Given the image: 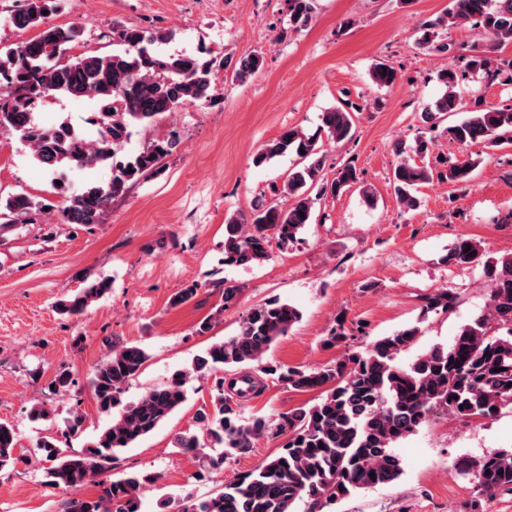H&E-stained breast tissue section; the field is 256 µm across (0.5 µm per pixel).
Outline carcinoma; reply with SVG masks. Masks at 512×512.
<instances>
[{
  "mask_svg": "<svg viewBox=\"0 0 512 512\" xmlns=\"http://www.w3.org/2000/svg\"><path fill=\"white\" fill-rule=\"evenodd\" d=\"M285 4L288 29L311 24L315 0H285ZM59 7V0H27L12 16L15 27L37 28L39 33L23 46L0 53V130L19 134L33 158L50 173L64 167L112 168L105 187L89 185L71 195L67 185H54L62 197L66 223L98 224L112 200L122 196L130 184L156 174L175 146L176 132L172 131L168 138L153 141L134 157L122 160L118 154L131 136V127L154 122L186 104L210 100L220 67L232 82L250 81L261 70L263 56L249 51L224 58L218 67L212 58L160 52L158 46L174 38L171 30L117 26L112 44L118 49L112 53L64 61L62 57L84 29L49 24L48 15ZM468 23L494 46L512 43V0H453L450 11L428 22L419 45L432 55H444L449 45L439 37V30ZM370 77L376 85L388 87L395 84L398 73L381 63ZM438 79L446 91L423 113L427 130L411 145L398 144L401 160L393 169L392 182L399 203L408 210L417 207L420 185L435 177L466 184L476 168L471 157L452 164L439 155L430 158V133L440 129L461 145L482 143L489 149L512 144V106L476 109L443 126L449 115L462 110L463 102L456 91L459 78L454 68L440 69ZM53 95L96 100L99 111L89 119L95 134L88 136L66 121L38 124L35 105ZM354 125L353 112L346 107L322 114V127L336 144L353 137ZM286 153L295 154L299 163L288 173L280 192L294 202L285 209L261 204L248 215L227 217L224 263L257 265L269 259L272 244L287 249L312 223L309 194L313 188L336 196L360 182L351 164L339 167L332 180H325V155L316 136L294 127L265 143L254 164ZM409 153L425 163L404 158ZM52 208L24 193L0 200V236L17 224L39 223ZM467 248L474 256L465 253ZM447 261L482 265L489 282L488 310L462 326L451 346H434L406 366L399 365L397 358L417 343L418 322L374 340L363 350L348 351L321 368L266 361L272 344L301 317L296 307L278 299L254 306L236 335L211 344L196 356L191 368L175 372L167 384L133 401H123L122 395L148 354L138 344L113 347L89 378L98 410L110 421L78 451L51 434L39 438L37 453L49 463L46 484L62 489L98 485L97 497L69 499L63 512H141L142 497L159 475L135 471L105 481L98 477L112 469L118 453L133 447L183 406L190 379L237 369L271 376L297 391H317L320 398L288 413L246 419L239 405L224 396V381H218L211 408L197 414L205 439L190 431L173 439L178 452L196 459L199 477L223 472L228 459L248 454L261 438L283 436L285 441L275 456L224 481L219 492L203 498L170 497L159 503L160 512H330L338 501L360 490L397 480L403 468L393 448L431 418L474 421L495 418L503 408L512 407V253L487 255L477 242L460 239L448 250ZM108 290L107 280H90L74 296L59 300L57 310L66 317L80 315ZM457 300V293L439 288L423 298L421 312L446 313ZM348 340L340 322L324 337L323 345L346 347ZM16 445L15 429L0 423V472L22 460ZM457 472L471 476L482 494L512 492V451L492 453L472 464L464 462Z\"/></svg>",
  "mask_w": 512,
  "mask_h": 512,
  "instance_id": "cac0c4a2",
  "label": "carcinoma"
}]
</instances>
